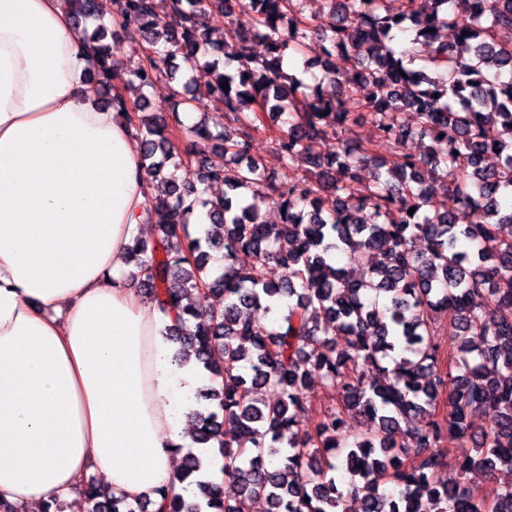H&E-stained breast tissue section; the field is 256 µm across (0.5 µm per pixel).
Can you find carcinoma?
Wrapping results in <instances>:
<instances>
[{
    "label": "carcinoma",
    "instance_id": "obj_1",
    "mask_svg": "<svg viewBox=\"0 0 512 512\" xmlns=\"http://www.w3.org/2000/svg\"><path fill=\"white\" fill-rule=\"evenodd\" d=\"M325 2L322 26L306 17V0H170L172 23L160 29L156 0H114L115 29L102 0H70L78 42L92 51L89 81L134 127L146 173L168 185L152 203L159 237L131 248V279L171 319L176 358L191 353L220 379L204 393L215 406L192 411L189 426L194 443L224 458V492L190 448L178 477L189 495L161 491L156 512H249L259 494L268 512H346L348 498L360 512H512L511 485L488 504L466 481L474 469L512 470V234L503 233L512 208L500 203L512 195V81L499 80L512 68V0H467L466 20L454 0H402L399 11L386 0ZM213 10L232 17V53L206 28ZM400 32L410 37L396 51ZM312 36L325 60L310 85L283 61L304 56ZM255 37L262 57L251 52ZM127 41L153 50L122 80L132 96L110 83L112 56ZM197 68L211 73L208 93L224 111L190 127L175 112L144 114L145 91ZM351 85L367 88L354 112ZM405 110L416 115L410 130L395 122ZM364 118L388 155L348 138L328 155L310 150L325 127ZM268 119L288 123L279 181L237 135ZM178 129L195 140L192 181L178 176ZM412 136L425 143L420 157L400 150ZM230 154L248 158L246 168L228 173ZM439 178L444 199L430 191ZM218 182L224 194L207 196ZM263 205L285 211L281 223H266ZM196 214L210 229L193 237ZM271 262L277 282L266 277ZM213 293L224 295L221 312L204 309ZM259 307L272 325L254 321ZM436 310L448 314L446 369ZM315 374L336 407L303 433ZM267 387L275 400L258 397ZM485 409L493 421L476 430L472 418ZM349 413L365 419L364 433H349ZM446 436L460 443L453 455ZM447 465L458 472L450 484L437 478ZM83 498L92 512H149L100 484Z\"/></svg>",
    "mask_w": 512,
    "mask_h": 512
}]
</instances>
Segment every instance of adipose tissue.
I'll return each mask as SVG.
<instances>
[{
    "mask_svg": "<svg viewBox=\"0 0 512 512\" xmlns=\"http://www.w3.org/2000/svg\"><path fill=\"white\" fill-rule=\"evenodd\" d=\"M69 0H0V499L41 512L90 466L115 496L182 492L205 377L125 279L160 186L99 106Z\"/></svg>",
    "mask_w": 512,
    "mask_h": 512,
    "instance_id": "1",
    "label": "adipose tissue"
}]
</instances>
